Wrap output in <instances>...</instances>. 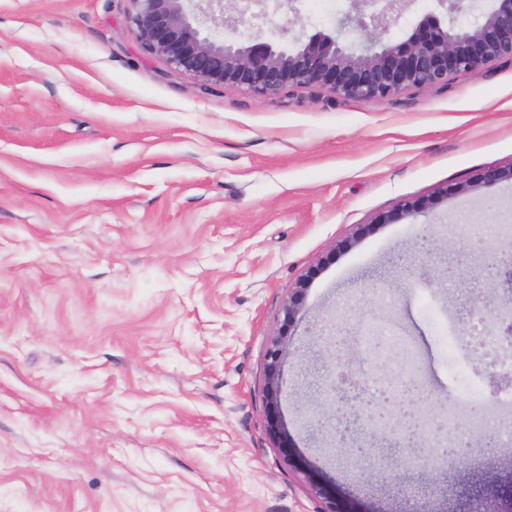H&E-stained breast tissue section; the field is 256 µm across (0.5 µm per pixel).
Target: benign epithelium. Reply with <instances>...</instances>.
Instances as JSON below:
<instances>
[{"label":"benign epithelium","mask_w":512,"mask_h":512,"mask_svg":"<svg viewBox=\"0 0 512 512\" xmlns=\"http://www.w3.org/2000/svg\"><path fill=\"white\" fill-rule=\"evenodd\" d=\"M136 6L133 35L149 54L166 60L178 71L190 74L208 92L226 87L244 88L258 96L274 95L286 87L318 85L337 98L380 102L409 88H432L448 84V78L478 73L489 64L512 59V0L496 5L473 24H454L470 10L469 0H435L438 8L421 15L400 36L391 33L396 16L409 0H350L347 13L330 31L318 30L305 40L280 45L265 37L263 26L283 8L296 11L297 0H131ZM222 26L219 39L206 34V23ZM362 34L359 47L346 42L347 33ZM512 182V166L488 168L472 182L442 187L439 198L455 197L479 186ZM434 205L426 199L404 204L386 221L395 223L423 213ZM508 287L500 298L498 320L491 326L501 346L512 345V249L505 259ZM307 279L298 281L285 301L283 325L299 321ZM286 352L281 339H272L266 352L265 377L273 417L268 422L271 437L287 448L295 447L279 410ZM349 379L327 377L323 392L333 412L351 416L356 424L381 432L395 449L397 479L405 483L416 469L464 465L473 460L471 446L440 447L453 414L409 415L407 425L371 400L358 401L343 388ZM432 431L436 452L424 454L421 431ZM311 496L324 503L322 512H347L336 494V485L318 480L309 470Z\"/></svg>","instance_id":"benign-epithelium-1"}]
</instances>
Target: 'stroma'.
Listing matches in <instances>:
<instances>
[{"instance_id":"1","label":"stroma","mask_w":512,"mask_h":512,"mask_svg":"<svg viewBox=\"0 0 512 512\" xmlns=\"http://www.w3.org/2000/svg\"><path fill=\"white\" fill-rule=\"evenodd\" d=\"M346 7L303 0L267 35L332 29ZM133 16L131 0H0V512H319L268 432L278 336L288 431L358 512L491 508L489 483L512 485V378L449 344L496 319L512 183L382 218L512 164V60L380 102L206 92L141 48ZM449 266L454 286L416 287ZM376 322L391 355L358 388L399 417L453 409L449 440L499 453L401 487L381 434L313 428L327 335ZM408 352L427 382L410 400ZM306 290L307 279L302 278L298 281L296 288H293L288 295V299L285 301L282 308L284 326L291 328L298 323L299 314L303 307Z\"/></svg>"}]
</instances>
